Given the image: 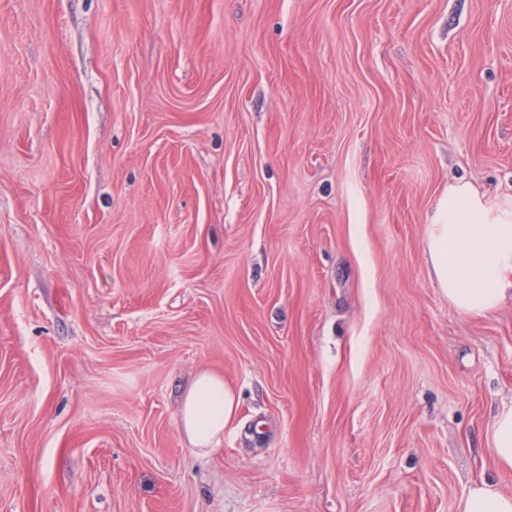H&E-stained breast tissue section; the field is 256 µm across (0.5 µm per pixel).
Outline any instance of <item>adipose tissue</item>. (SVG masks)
I'll use <instances>...</instances> for the list:
<instances>
[{
	"instance_id": "1",
	"label": "adipose tissue",
	"mask_w": 512,
	"mask_h": 512,
	"mask_svg": "<svg viewBox=\"0 0 512 512\" xmlns=\"http://www.w3.org/2000/svg\"><path fill=\"white\" fill-rule=\"evenodd\" d=\"M433 279L462 314L483 316L505 299L512 273V224L489 221L469 184L449 186L427 239ZM239 405L236 392L213 370L198 372L179 407L183 435L197 455L214 451ZM459 512H512V495L481 480L459 503Z\"/></svg>"
}]
</instances>
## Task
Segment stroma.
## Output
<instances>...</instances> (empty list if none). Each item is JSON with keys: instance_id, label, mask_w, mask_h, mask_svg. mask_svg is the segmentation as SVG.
Here are the masks:
<instances>
[{"instance_id": "1", "label": "stroma", "mask_w": 512, "mask_h": 512, "mask_svg": "<svg viewBox=\"0 0 512 512\" xmlns=\"http://www.w3.org/2000/svg\"><path fill=\"white\" fill-rule=\"evenodd\" d=\"M457 182L512 221V0H0V512L512 495V298L429 276ZM238 405V395L224 383L222 374L203 370L195 375L180 402L179 424L197 455L206 456L216 449ZM491 450L497 467L512 471V406L498 411L492 420Z\"/></svg>"}]
</instances>
